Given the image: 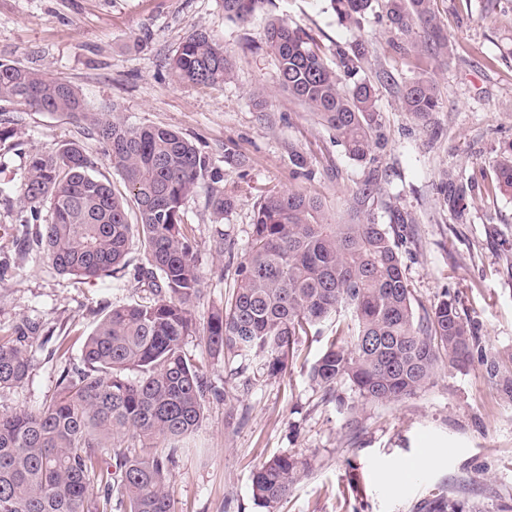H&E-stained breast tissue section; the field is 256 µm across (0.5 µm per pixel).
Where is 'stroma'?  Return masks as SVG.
Listing matches in <instances>:
<instances>
[{"label": "stroma", "instance_id": "stroma-1", "mask_svg": "<svg viewBox=\"0 0 512 512\" xmlns=\"http://www.w3.org/2000/svg\"><path fill=\"white\" fill-rule=\"evenodd\" d=\"M433 9L448 37L447 59H430L419 50L422 32L399 38L382 16H371L359 31L345 27L328 0H270L243 25L225 19L222 0H0V61L69 81L89 111L179 131L215 164H223L228 148L245 155V172L231 169L225 177L238 187L232 212L217 218L203 190L185 205L202 278L194 304L199 320L233 290L261 192L317 196L336 223L375 166L383 173L373 206L378 221L388 223L394 208L416 219L402 247L416 310L431 308L444 291L459 292L482 347L511 369L512 195L487 185L512 144V0H433ZM274 18L312 34L325 49L368 41L363 75L377 89L386 139L374 164L351 160L320 117L278 88L277 63L265 47ZM197 30L232 56L224 84L197 89L170 73L169 58ZM384 71L394 84L380 81ZM421 75L432 78L439 96L437 112L423 121L402 109L398 88ZM259 88L267 93L265 112L253 104ZM0 116L14 131L0 143V334L37 328L27 341L28 378L0 389V412H10L48 403L64 367L80 364L101 310L143 297L131 270L144 258L134 247L130 272L78 280L54 270L38 245L21 252L14 227L26 214L19 189L32 149L78 142L115 190L123 183L83 123L9 101H0ZM295 150L307 156L311 177L297 174ZM447 177L465 187L463 199L441 193ZM220 233L231 243L221 258L211 250ZM327 339L304 338L287 371L270 378L250 361L213 360L198 337L186 338L185 352L206 368V402L200 428L166 474L174 512H267L252 498L251 476L275 455L308 464L277 512H424L442 496L467 512H512V398L481 366L440 365L426 389L387 405L366 402L340 382L339 394L359 413L358 426L349 428L308 378ZM60 341L68 343V357L55 354Z\"/></svg>", "mask_w": 512, "mask_h": 512}]
</instances>
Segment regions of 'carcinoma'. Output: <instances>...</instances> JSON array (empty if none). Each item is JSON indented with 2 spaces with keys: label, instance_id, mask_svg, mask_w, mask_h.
<instances>
[{
  "label": "carcinoma",
  "instance_id": "obj_1",
  "mask_svg": "<svg viewBox=\"0 0 512 512\" xmlns=\"http://www.w3.org/2000/svg\"><path fill=\"white\" fill-rule=\"evenodd\" d=\"M268 2L222 0L224 17L244 24ZM330 6L340 24L355 29L379 7L391 29L408 37L419 28L422 47L450 54L431 0H330ZM266 47L277 60V85L327 124L350 159L375 160L385 137L375 88L359 77L368 43L338 44L329 61L312 35L272 19ZM232 68L230 54L203 32L186 37L169 60L179 83L201 89L223 83ZM0 100L85 123L126 189L118 193L96 175V162L76 142L29 153L20 201L35 220L49 206L37 241L53 267L81 280L117 274L135 244L145 263L134 280L150 290L138 303L101 313L84 340L83 366L63 370L59 394L42 409L0 413V512H108L113 502L121 512H172L166 472L176 443L203 421L204 371L183 348L189 336L202 338L214 359L254 361L276 377L302 337L334 322L309 378L351 427L357 412L337 393L339 382L369 402H399L428 386L443 362L460 370L484 366L512 398V372L504 373L481 347L456 296L446 292L416 315L400 251L414 220L399 210L391 211L388 225L375 219L376 172L353 189L354 206L342 223H329L315 196L260 195L234 291L200 322L194 301L201 276L185 204L204 186L213 212L230 213L237 195L223 187V166L173 129L130 127L114 114L86 111L74 86L32 68L0 61ZM401 103L421 120L437 111L432 80L406 82ZM493 188L512 194V144ZM30 366L21 337L0 336V388L21 384ZM127 436L141 442V453L120 450ZM166 442L168 454L152 452ZM104 448L113 449L114 465L104 466ZM305 475L297 459L275 456L253 471V500L274 512ZM96 480L104 484L101 503L87 498Z\"/></svg>",
  "mask_w": 512,
  "mask_h": 512
}]
</instances>
